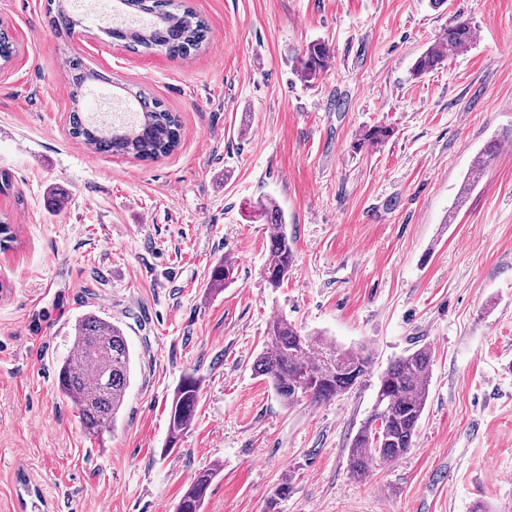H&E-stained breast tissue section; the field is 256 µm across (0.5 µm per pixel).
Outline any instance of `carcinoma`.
I'll list each match as a JSON object with an SVG mask.
<instances>
[{
	"mask_svg": "<svg viewBox=\"0 0 512 512\" xmlns=\"http://www.w3.org/2000/svg\"><path fill=\"white\" fill-rule=\"evenodd\" d=\"M57 0L54 23L67 31L74 19ZM135 15L151 17L143 27L115 28L112 38L124 42L137 53L139 49L185 59L199 51L207 40L206 21L189 8L172 9V0H124ZM472 27L466 20L448 26L442 37L415 61L413 75L422 76L445 60L460 54L471 42ZM332 51L328 44L307 46L298 58L297 75L305 82L315 80L330 65ZM72 73L69 96L72 111L69 134L95 153L132 156L152 160L174 151L180 140L179 119L163 105L140 92L126 89L137 103L131 123L121 124L117 132L106 135L90 118L79 112L80 100L87 84L106 77L89 68L78 57L69 61ZM393 129L375 125L362 130L352 148L362 152L383 143ZM254 217L273 226L270 237L271 261L263 271L267 287L280 288L293 266L295 256L285 218L270 198L252 205ZM235 279V264L229 259L214 265L208 288L221 289ZM75 346L57 372L58 391L75 405L84 432L100 437L116 421L125 403L132 377V355L123 329L96 312L84 314L74 325ZM371 360L362 351L342 349L324 338L304 336L281 316L274 319L267 332L262 351L253 363L255 374L271 384L277 396L292 404L301 396L315 402L329 400L352 389L368 372ZM431 352L419 348L392 363L379 378V389L372 414L355 435L349 466L356 477H364L377 462H389L403 456L414 446L419 420L423 414L430 382ZM200 394V380L192 374L183 377L169 407L170 445H175L193 420ZM220 468L198 472L180 498L175 512H202L207 492ZM291 483L283 479L267 500L266 512H277L279 502L288 498Z\"/></svg>",
	"mask_w": 512,
	"mask_h": 512,
	"instance_id": "cac0c4a2",
	"label": "carcinoma"
}]
</instances>
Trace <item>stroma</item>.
Instances as JSON below:
<instances>
[{
  "mask_svg": "<svg viewBox=\"0 0 512 512\" xmlns=\"http://www.w3.org/2000/svg\"><path fill=\"white\" fill-rule=\"evenodd\" d=\"M209 40L184 60L129 51L113 10L74 0L63 33L47 0H0L16 47L0 67V512H175L196 472L219 465L203 512H512V0H184ZM467 49L412 78L455 17ZM330 46L306 83L296 57ZM111 76L90 88L96 123L129 112L125 88L181 120L170 155L90 153L68 133V61ZM394 130L353 153L366 127ZM499 145L471 189L479 151ZM65 193L60 208L49 193ZM283 210L295 262L268 288V225ZM233 284L207 286L223 259ZM95 311L134 355L125 406L87 436L55 385L73 328ZM286 317L372 360L327 402L287 405L255 375L269 323ZM432 353L415 446L362 479L354 436L378 377ZM201 381L195 418L168 448L185 374Z\"/></svg>",
  "mask_w": 512,
  "mask_h": 512,
  "instance_id": "1",
  "label": "stroma"
}]
</instances>
